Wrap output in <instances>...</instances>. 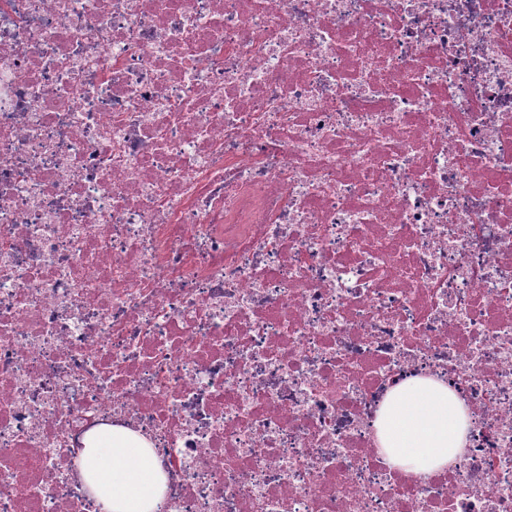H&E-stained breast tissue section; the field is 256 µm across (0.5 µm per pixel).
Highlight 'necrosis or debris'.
Segmentation results:
<instances>
[{
	"label": "necrosis or debris",
	"instance_id": "4bbe7bcc",
	"mask_svg": "<svg viewBox=\"0 0 512 512\" xmlns=\"http://www.w3.org/2000/svg\"><path fill=\"white\" fill-rule=\"evenodd\" d=\"M113 423L162 512H512V0H0V512ZM375 427L389 462L412 473L446 467L469 443L466 405L433 377L415 378L391 390Z\"/></svg>",
	"mask_w": 512,
	"mask_h": 512
}]
</instances>
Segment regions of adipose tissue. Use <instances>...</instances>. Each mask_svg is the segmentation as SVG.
Masks as SVG:
<instances>
[{"label":"adipose tissue","instance_id":"obj_1","mask_svg":"<svg viewBox=\"0 0 512 512\" xmlns=\"http://www.w3.org/2000/svg\"><path fill=\"white\" fill-rule=\"evenodd\" d=\"M375 426L389 462L412 473L446 467L469 443L466 405L433 377L391 390ZM79 469L102 512H160L168 474L150 441L129 427L91 431L79 451Z\"/></svg>","mask_w":512,"mask_h":512}]
</instances>
